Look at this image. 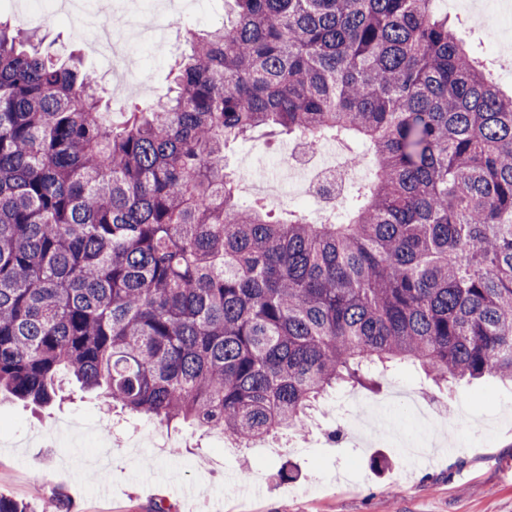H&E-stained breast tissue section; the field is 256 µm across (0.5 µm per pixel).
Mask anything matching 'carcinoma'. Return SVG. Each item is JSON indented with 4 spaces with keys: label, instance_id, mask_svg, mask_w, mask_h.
Here are the masks:
<instances>
[{
    "label": "carcinoma",
    "instance_id": "1",
    "mask_svg": "<svg viewBox=\"0 0 512 512\" xmlns=\"http://www.w3.org/2000/svg\"><path fill=\"white\" fill-rule=\"evenodd\" d=\"M115 120L81 60L0 20V390L62 378L241 446L418 365L512 382V94L435 0H233ZM256 132L370 153L343 224L243 203Z\"/></svg>",
    "mask_w": 512,
    "mask_h": 512
}]
</instances>
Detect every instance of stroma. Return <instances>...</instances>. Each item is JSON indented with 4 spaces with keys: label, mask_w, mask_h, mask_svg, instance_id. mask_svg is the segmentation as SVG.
<instances>
[{
    "label": "stroma",
    "mask_w": 512,
    "mask_h": 512,
    "mask_svg": "<svg viewBox=\"0 0 512 512\" xmlns=\"http://www.w3.org/2000/svg\"><path fill=\"white\" fill-rule=\"evenodd\" d=\"M180 7L161 22L167 33L162 52H145L140 65L149 72L147 89L116 91L106 62L95 56L61 13L42 15L32 26L21 0H0V18L52 52L78 53L105 86L112 113L130 104L146 105L171 83V65L186 48L183 24L209 31L226 18L228 0H178ZM429 382L406 365L357 388L356 398L393 402L394 421L408 414L401 398L425 396ZM454 403L439 406L434 418L458 427L459 444L435 449L431 457L406 459L395 443L341 442L320 434L324 424L339 427L349 405L342 391L327 395L304 432L279 443L261 442L241 453L223 435H200L182 424L167 427L148 414H122L93 393L73 388L63 400L34 408L0 394V495L42 503L53 485L61 512H512V385L494 378L458 383ZM109 440H101L103 430ZM164 436L180 455L154 456L152 437ZM248 474L257 490L245 497L228 494V479ZM194 486L196 499L182 503L176 487Z\"/></svg>",
    "instance_id": "35a3bbf8"
}]
</instances>
